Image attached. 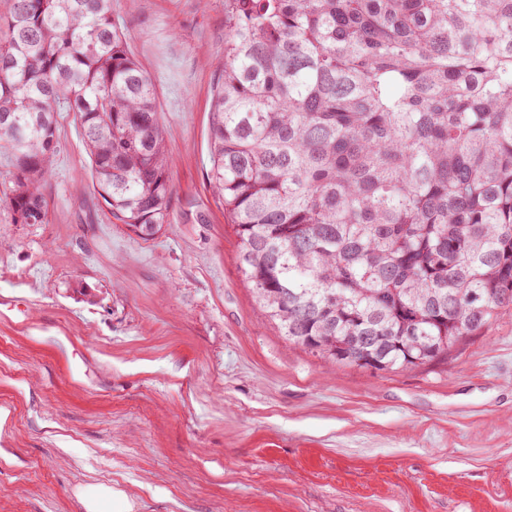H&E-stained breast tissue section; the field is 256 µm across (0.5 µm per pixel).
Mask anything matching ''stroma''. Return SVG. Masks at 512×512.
<instances>
[{
  "instance_id": "stroma-1",
  "label": "stroma",
  "mask_w": 512,
  "mask_h": 512,
  "mask_svg": "<svg viewBox=\"0 0 512 512\" xmlns=\"http://www.w3.org/2000/svg\"><path fill=\"white\" fill-rule=\"evenodd\" d=\"M173 157L151 240L95 192L58 117L48 221L0 202V512H512V316L447 358L331 364L264 317L206 176L224 0H112ZM84 512H133L135 502L129 494L109 485L90 484L77 492Z\"/></svg>"
}]
</instances>
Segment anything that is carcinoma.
Masks as SVG:
<instances>
[{
  "label": "carcinoma",
  "mask_w": 512,
  "mask_h": 512,
  "mask_svg": "<svg viewBox=\"0 0 512 512\" xmlns=\"http://www.w3.org/2000/svg\"><path fill=\"white\" fill-rule=\"evenodd\" d=\"M8 3L0 202L46 223L70 112L112 218L155 237L171 156L112 0ZM218 68L207 178L290 342L406 369L512 313V0H224Z\"/></svg>",
  "instance_id": "cac0c4a2"
}]
</instances>
